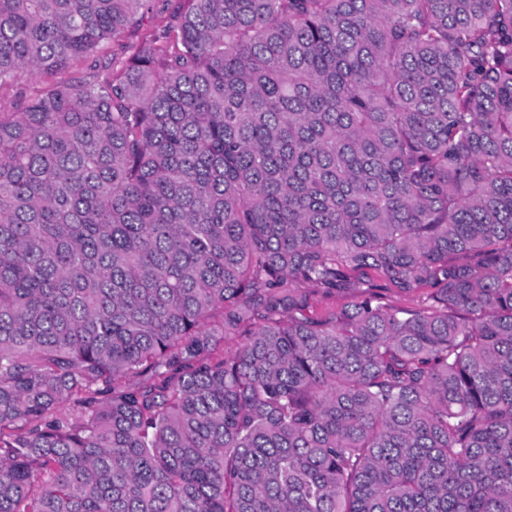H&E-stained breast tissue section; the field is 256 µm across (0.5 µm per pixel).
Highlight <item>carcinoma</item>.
<instances>
[{
    "label": "carcinoma",
    "instance_id": "cac0c4a2",
    "mask_svg": "<svg viewBox=\"0 0 512 512\" xmlns=\"http://www.w3.org/2000/svg\"><path fill=\"white\" fill-rule=\"evenodd\" d=\"M148 2L0 0V84ZM0 512H512V0H187L0 117ZM347 276L351 283L360 288H356L349 292L336 293L331 296H317L312 301V307L316 312H323L331 309H340L347 305L352 299L360 295L362 289L367 287L378 288L377 292L383 297V300L397 307L411 308L420 304L430 292L428 286H422L415 289L408 294H398L393 291L379 289L387 288L384 282L377 277L374 273L364 270L356 269L350 270Z\"/></svg>",
    "mask_w": 512,
    "mask_h": 512
}]
</instances>
